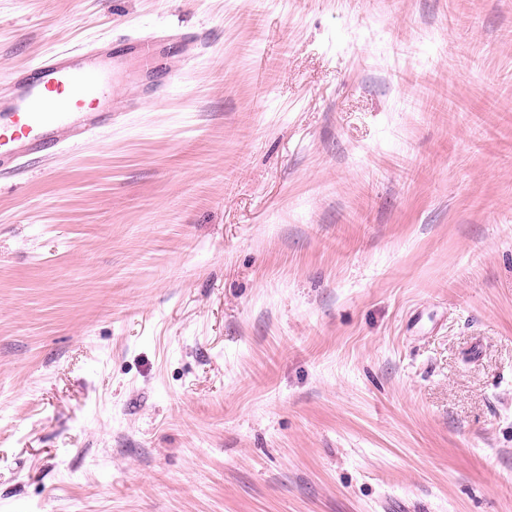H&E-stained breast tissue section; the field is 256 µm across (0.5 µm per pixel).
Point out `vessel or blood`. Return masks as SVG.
<instances>
[{"mask_svg":"<svg viewBox=\"0 0 512 512\" xmlns=\"http://www.w3.org/2000/svg\"><path fill=\"white\" fill-rule=\"evenodd\" d=\"M163 42L174 45L185 64L204 45L200 34L181 31L124 38L117 44L108 40L43 56L1 80L0 175L79 149L124 122L136 102L114 92L119 58L141 61L149 82L146 95L155 93L153 78L175 81L178 72L159 48Z\"/></svg>","mask_w":512,"mask_h":512,"instance_id":"vessel-or-blood-1","label":"vessel or blood"}]
</instances>
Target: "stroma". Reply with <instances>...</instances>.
<instances>
[{
  "mask_svg": "<svg viewBox=\"0 0 512 512\" xmlns=\"http://www.w3.org/2000/svg\"><path fill=\"white\" fill-rule=\"evenodd\" d=\"M168 29L0 177V512H512V0H0V79Z\"/></svg>",
  "mask_w": 512,
  "mask_h": 512,
  "instance_id": "1",
  "label": "stroma"
}]
</instances>
